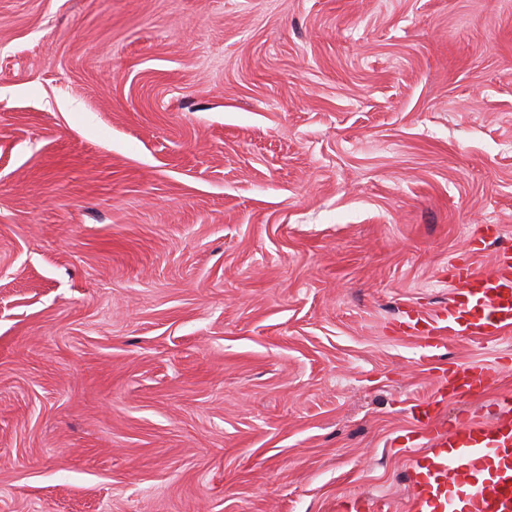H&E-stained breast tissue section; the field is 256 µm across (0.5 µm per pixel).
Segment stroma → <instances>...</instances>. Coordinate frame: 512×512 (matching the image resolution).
<instances>
[{"label": "stroma", "instance_id": "1", "mask_svg": "<svg viewBox=\"0 0 512 512\" xmlns=\"http://www.w3.org/2000/svg\"><path fill=\"white\" fill-rule=\"evenodd\" d=\"M485 224L512 0H0V512H410Z\"/></svg>", "mask_w": 512, "mask_h": 512}]
</instances>
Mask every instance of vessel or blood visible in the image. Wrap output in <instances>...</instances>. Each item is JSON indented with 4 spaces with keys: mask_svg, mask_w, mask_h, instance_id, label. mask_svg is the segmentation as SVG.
Returning <instances> with one entry per match:
<instances>
[{
    "mask_svg": "<svg viewBox=\"0 0 512 512\" xmlns=\"http://www.w3.org/2000/svg\"><path fill=\"white\" fill-rule=\"evenodd\" d=\"M499 235L498 225L490 224L471 239L448 265L457 289L447 306L429 317L408 311L405 330L436 348L450 334L487 339L512 328V249L498 251L492 271L474 264L487 239ZM496 376L492 367L456 365L441 382L463 398L490 388ZM492 404L497 416L490 422L462 418L444 430L423 419L428 447L410 458L414 512H512V395H499Z\"/></svg>",
    "mask_w": 512,
    "mask_h": 512,
    "instance_id": "b4317fda",
    "label": "vessel or blood"
}]
</instances>
